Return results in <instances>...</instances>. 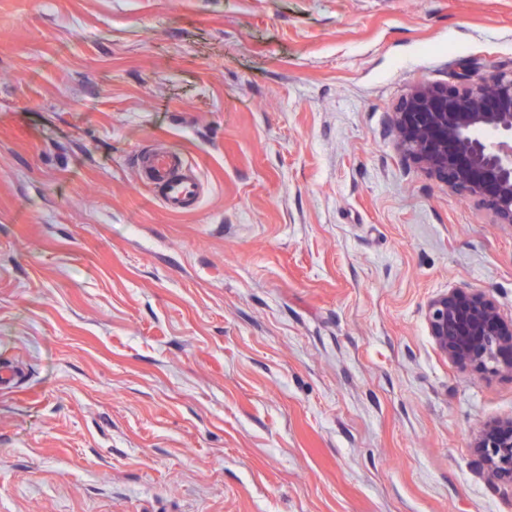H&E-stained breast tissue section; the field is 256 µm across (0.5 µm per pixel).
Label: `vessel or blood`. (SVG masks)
I'll list each match as a JSON object with an SVG mask.
<instances>
[{
  "mask_svg": "<svg viewBox=\"0 0 512 512\" xmlns=\"http://www.w3.org/2000/svg\"><path fill=\"white\" fill-rule=\"evenodd\" d=\"M142 183L168 212L181 214L197 209L202 183L197 168L185 155L171 148L147 149L137 157Z\"/></svg>",
  "mask_w": 512,
  "mask_h": 512,
  "instance_id": "b4317fda",
  "label": "vessel or blood"
}]
</instances>
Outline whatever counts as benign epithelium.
Masks as SVG:
<instances>
[{
	"mask_svg": "<svg viewBox=\"0 0 512 512\" xmlns=\"http://www.w3.org/2000/svg\"><path fill=\"white\" fill-rule=\"evenodd\" d=\"M462 64L461 83L414 85L391 112L397 150L448 189L486 207L495 224H512V72L478 74ZM437 349L463 371L512 372V319L483 290L458 288L426 305ZM487 477L512 488V417L475 436Z\"/></svg>",
	"mask_w": 512,
	"mask_h": 512,
	"instance_id": "1",
	"label": "benign epithelium"
}]
</instances>
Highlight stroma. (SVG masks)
I'll return each instance as SVG.
<instances>
[{"label":"stroma","instance_id":"35a3bbf8","mask_svg":"<svg viewBox=\"0 0 512 512\" xmlns=\"http://www.w3.org/2000/svg\"><path fill=\"white\" fill-rule=\"evenodd\" d=\"M468 59L512 71V0H0V512H512V372L425 320L512 317V226L388 127ZM142 183L149 194L170 213H189L202 199L197 168L185 155L171 148L147 149L137 157ZM425 316L435 346L461 370L512 372V319L486 291L450 289L429 300ZM476 448L487 477L512 488V417L485 425L475 436Z\"/></svg>","mask_w":512,"mask_h":512}]
</instances>
